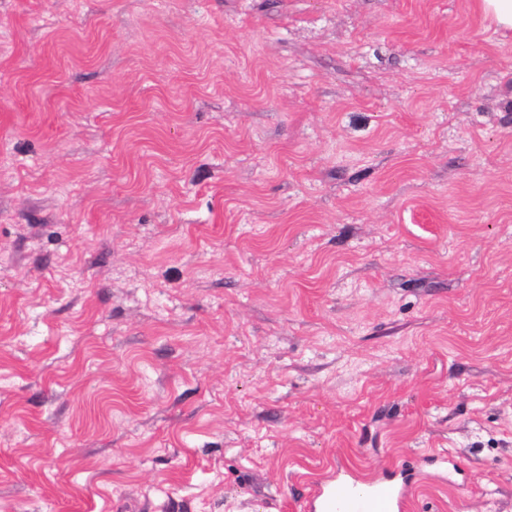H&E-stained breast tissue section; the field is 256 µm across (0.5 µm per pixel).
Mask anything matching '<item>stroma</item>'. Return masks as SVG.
I'll return each instance as SVG.
<instances>
[{
  "instance_id": "1",
  "label": "stroma",
  "mask_w": 512,
  "mask_h": 512,
  "mask_svg": "<svg viewBox=\"0 0 512 512\" xmlns=\"http://www.w3.org/2000/svg\"><path fill=\"white\" fill-rule=\"evenodd\" d=\"M512 512V30L475 0H0V512ZM410 478L404 469H397L377 477L364 489L353 492L346 509L329 485L318 488L311 501V512H403L409 491Z\"/></svg>"
}]
</instances>
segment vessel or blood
<instances>
[{
	"label": "vessel or blood",
	"instance_id": "obj_1",
	"mask_svg": "<svg viewBox=\"0 0 512 512\" xmlns=\"http://www.w3.org/2000/svg\"><path fill=\"white\" fill-rule=\"evenodd\" d=\"M410 478L397 469L377 477L365 488L353 492L347 504H339L330 486L318 488L311 501L310 512H404Z\"/></svg>",
	"mask_w": 512,
	"mask_h": 512
}]
</instances>
